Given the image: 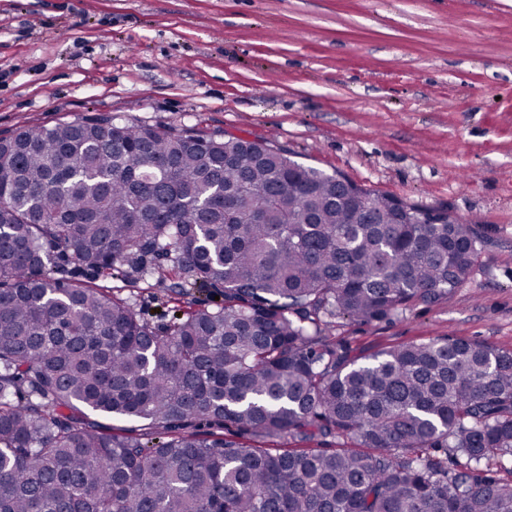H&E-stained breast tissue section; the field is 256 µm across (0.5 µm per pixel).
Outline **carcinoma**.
Wrapping results in <instances>:
<instances>
[{
	"instance_id": "1",
	"label": "carcinoma",
	"mask_w": 512,
	"mask_h": 512,
	"mask_svg": "<svg viewBox=\"0 0 512 512\" xmlns=\"http://www.w3.org/2000/svg\"><path fill=\"white\" fill-rule=\"evenodd\" d=\"M478 243L234 135L101 116L0 139V512H512V350L353 358L323 333L438 301ZM74 270L222 303L156 326Z\"/></svg>"
}]
</instances>
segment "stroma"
Instances as JSON below:
<instances>
[{
	"label": "stroma",
	"instance_id": "1",
	"mask_svg": "<svg viewBox=\"0 0 512 512\" xmlns=\"http://www.w3.org/2000/svg\"><path fill=\"white\" fill-rule=\"evenodd\" d=\"M99 115L269 142L476 224L459 288L325 333L512 349V0H0V139Z\"/></svg>",
	"mask_w": 512,
	"mask_h": 512
}]
</instances>
